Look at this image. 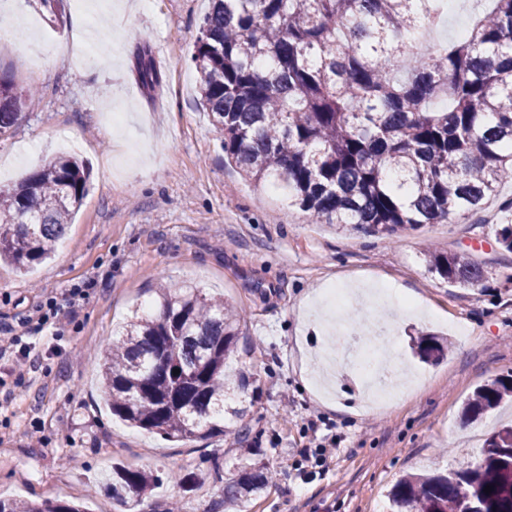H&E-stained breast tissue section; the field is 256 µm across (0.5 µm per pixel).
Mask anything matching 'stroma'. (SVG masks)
<instances>
[{"label": "stroma", "mask_w": 512, "mask_h": 512, "mask_svg": "<svg viewBox=\"0 0 512 512\" xmlns=\"http://www.w3.org/2000/svg\"><path fill=\"white\" fill-rule=\"evenodd\" d=\"M96 25L76 0L49 12L40 0H0L12 26L35 32L0 46V71L18 92L37 89L14 133L0 139V184L50 156L90 167L88 193L54 258L19 276L0 264V337L71 288H87L71 316L27 335L39 359L18 374L0 363V498L86 502L92 512H129L100 480L113 463L157 475L142 512H208L227 479L261 466L277 478L234 512H390L388 492L411 473L461 469L512 422V400L474 424L460 420L478 385L512 374V253L496 235L512 224V180L483 210L452 224L394 235L310 223L225 165L222 137L199 104L190 62L209 0H109ZM159 47L160 85L143 87L138 47ZM464 253L483 281L461 288L432 272L427 248ZM111 273L108 283L97 272ZM383 283L412 313L386 317L377 302L353 309L349 329L369 342L388 319L393 354L413 382L369 407L341 367L330 395L317 379L328 326L309 313L330 283ZM223 297L243 315L229 372L245 388L226 394L224 431L175 448L104 409L98 384L106 343L159 283ZM447 336L451 350L422 361L419 333ZM321 418L318 430L307 426ZM336 439L326 472L302 477L297 462L315 437Z\"/></svg>", "instance_id": "1"}]
</instances>
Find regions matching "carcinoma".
I'll list each match as a JSON object with an SVG mask.
<instances>
[{"label": "carcinoma", "instance_id": "1", "mask_svg": "<svg viewBox=\"0 0 512 512\" xmlns=\"http://www.w3.org/2000/svg\"><path fill=\"white\" fill-rule=\"evenodd\" d=\"M442 2L210 0L191 61L224 156L315 224L393 235L478 212L512 179V0H488L462 39L435 40ZM136 59L141 84L159 85L151 47ZM24 100L0 72V138ZM89 179L86 163L59 155L0 188V260L22 273L49 259ZM427 257L454 284L484 278L464 254ZM157 309L154 318L132 317L106 344L102 393L112 414L171 441L224 431V393L246 384L225 372L241 314L192 286H161ZM443 351L434 336L417 345L426 360ZM508 397L511 375L478 386L463 420H481ZM265 479L261 468L241 471L224 483V507ZM156 481L122 466L110 477L116 497H139ZM467 496L475 512H512L511 426L487 439L469 466L407 475L389 491L391 512H460ZM0 512L85 510L0 498Z\"/></svg>", "mask_w": 512, "mask_h": 512}]
</instances>
